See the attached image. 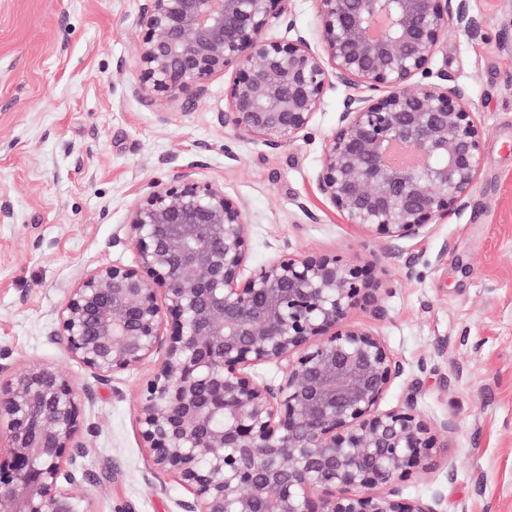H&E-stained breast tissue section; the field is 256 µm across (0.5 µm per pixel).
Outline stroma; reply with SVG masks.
I'll list each match as a JSON object with an SVG mask.
<instances>
[{
	"mask_svg": "<svg viewBox=\"0 0 512 512\" xmlns=\"http://www.w3.org/2000/svg\"><path fill=\"white\" fill-rule=\"evenodd\" d=\"M469 4L480 29L451 34L435 65L468 87L485 164L445 223L393 241L346 223L315 185L343 86H328L308 129L272 149L218 120L234 70L197 101L133 93L139 0H0V375L49 366L70 378L73 442L86 450L71 490L91 512H184L193 499L154 469L139 435L136 394L160 355L99 376L54 335L83 277L138 265L123 237L130 211L183 170L245 207L249 268L318 253L378 278L381 312L351 321L399 366L379 407L413 403L439 444L437 466L400 481L402 497L438 512H512V0Z\"/></svg>",
	"mask_w": 512,
	"mask_h": 512,
	"instance_id": "1",
	"label": "stroma"
}]
</instances>
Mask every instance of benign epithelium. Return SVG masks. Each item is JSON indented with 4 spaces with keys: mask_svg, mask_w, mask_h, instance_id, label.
<instances>
[{
    "mask_svg": "<svg viewBox=\"0 0 512 512\" xmlns=\"http://www.w3.org/2000/svg\"><path fill=\"white\" fill-rule=\"evenodd\" d=\"M294 0H140L138 83L159 102L197 99L234 66L219 120L282 147L307 129L325 88L347 89L326 135L319 192L349 224L393 240L427 234L458 209L484 164L467 87L433 60L452 31L473 33L469 0H315L322 48L296 30ZM275 23L294 33L268 37ZM395 146L413 162H388ZM246 211L180 171L151 186L125 236L136 267L97 269L59 312L68 353L97 375L164 358L136 411L154 468L193 494L186 512H437L397 499L436 466V438L413 405L378 409L396 364L373 331L376 282L349 260L308 254L254 270ZM274 364V383L251 371ZM80 404L60 370L0 380V512H90L76 480Z\"/></svg>",
    "mask_w": 512,
    "mask_h": 512,
    "instance_id": "obj_1",
    "label": "benign epithelium"
}]
</instances>
